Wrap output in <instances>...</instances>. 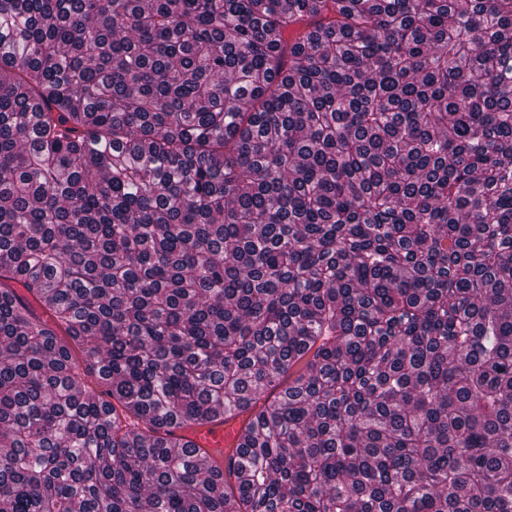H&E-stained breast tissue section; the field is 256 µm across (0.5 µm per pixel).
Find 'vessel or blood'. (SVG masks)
<instances>
[{"label": "vessel or blood", "mask_w": 512, "mask_h": 512, "mask_svg": "<svg viewBox=\"0 0 512 512\" xmlns=\"http://www.w3.org/2000/svg\"><path fill=\"white\" fill-rule=\"evenodd\" d=\"M246 412L238 411L203 426L183 424L173 430L176 439L204 449L218 466L233 455L247 424Z\"/></svg>", "instance_id": "vessel-or-blood-1"}]
</instances>
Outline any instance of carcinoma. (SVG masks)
Wrapping results in <instances>:
<instances>
[{
	"label": "carcinoma",
	"instance_id": "cac0c4a2",
	"mask_svg": "<svg viewBox=\"0 0 512 512\" xmlns=\"http://www.w3.org/2000/svg\"><path fill=\"white\" fill-rule=\"evenodd\" d=\"M0 512H512V0H0ZM248 417V412L238 411L203 426L183 424L172 431L174 438L204 449L224 472L229 456L234 455L243 436Z\"/></svg>",
	"mask_w": 512,
	"mask_h": 512
}]
</instances>
